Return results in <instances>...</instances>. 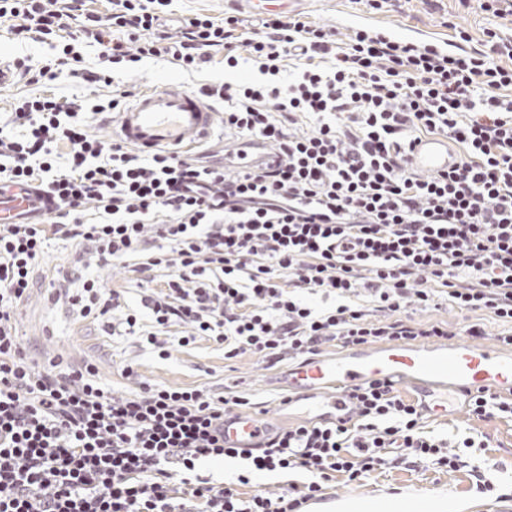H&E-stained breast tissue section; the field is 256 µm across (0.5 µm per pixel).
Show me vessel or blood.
Wrapping results in <instances>:
<instances>
[{
	"label": "vessel or blood",
	"instance_id": "obj_1",
	"mask_svg": "<svg viewBox=\"0 0 512 512\" xmlns=\"http://www.w3.org/2000/svg\"><path fill=\"white\" fill-rule=\"evenodd\" d=\"M303 0H239L250 14L295 11ZM218 110L197 92L159 81L122 107L112 123V134L136 150L148 154L158 150L181 153L201 145L212 134ZM224 165L254 166L274 160L269 146L259 140L225 144ZM412 169L433 174L456 163L447 140L418 141L409 156ZM53 203L42 190L27 187L17 200L0 196V219L26 212L44 220ZM373 381H389L410 388L421 399L424 414L436 417L448 409H461L468 394L483 391L512 394V353L491 345L460 340L414 347L393 343L374 349L349 347L335 354L312 358L289 367L279 376L287 392L285 401L294 416L322 423L354 415L352 389ZM275 419H259L237 413L224 418V440L240 448H254L272 437Z\"/></svg>",
	"mask_w": 512,
	"mask_h": 512
}]
</instances>
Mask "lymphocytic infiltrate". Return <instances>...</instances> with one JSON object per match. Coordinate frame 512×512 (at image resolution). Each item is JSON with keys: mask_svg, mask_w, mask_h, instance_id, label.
Here are the masks:
<instances>
[{"mask_svg": "<svg viewBox=\"0 0 512 512\" xmlns=\"http://www.w3.org/2000/svg\"><path fill=\"white\" fill-rule=\"evenodd\" d=\"M86 3L0 0V26L59 48L31 81L66 68L109 86L119 64L151 57L190 71L217 52L225 68L239 64V16L198 15L172 33L171 0H109L103 15ZM246 46L259 80L215 83L205 95L223 105L226 130L273 147L270 169L228 173L92 137L88 115L109 118L128 96L121 89L92 101L26 97L0 126V191L35 186L54 204L48 223L0 224V512H304L336 476L359 486L424 463L468 468L475 493L496 495L460 454L477 439L454 450L427 434L419 404L387 381L352 392L353 419L286 427L247 449L224 440L225 416L247 398L151 383L117 393L91 361L34 358L21 343L18 311L61 240L88 263L131 273L139 306L93 277L73 288L69 270L49 300L85 319L111 316L112 330L163 359L174 325L180 347L204 336L225 359L249 354L269 369L332 343L448 340L443 322L407 314L442 303L493 314L510 326L499 342L512 346V68L500 63L512 59V40L495 34L489 49L457 53L361 27L343 43L333 29L273 15L249 29ZM88 47L93 68L83 64ZM317 56L333 67L313 66ZM287 57L297 62L288 78ZM305 119L312 130H301ZM425 135L454 142L458 164L412 171L409 151ZM320 292L337 304L311 307L306 295ZM226 458L245 462L236 481L198 474L199 463ZM297 470L309 481L242 492L254 475Z\"/></svg>", "mask_w": 512, "mask_h": 512, "instance_id": "f902f5d3", "label": "lymphocytic infiltrate"}]
</instances>
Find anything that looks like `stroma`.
<instances>
[{"mask_svg": "<svg viewBox=\"0 0 512 512\" xmlns=\"http://www.w3.org/2000/svg\"><path fill=\"white\" fill-rule=\"evenodd\" d=\"M304 20L348 34L368 26L388 30L419 44L448 46L456 43L458 30H465L474 48L483 47L489 34H512V16L504 18L482 11L477 0H404L398 7L383 4L370 8L366 0H309L299 10ZM252 62H240L225 70L223 54L199 70L186 71L162 59H147L128 69L121 78L124 89L132 94L152 87L163 79L175 87L196 92L226 79L243 81L258 78ZM104 84H89L61 73L55 80L36 83L18 77L0 87V124H7L16 100L39 95H67L82 99L111 94ZM17 330L31 355L42 352L74 359L95 360L100 377L108 388L128 392L137 381L172 387L195 386L234 394L262 403L265 416L278 418L288 426V414L281 411L282 392L274 379L275 370L251 356L225 360L224 351L202 339L193 348L172 346L169 359L162 360L142 348L136 337L106 335L100 324L81 319L76 311L48 301L45 291L35 292L29 304L17 316ZM133 367L134 376H126L125 367ZM426 429L435 436L455 440L463 436L486 435L488 447L471 449L473 464L498 463L493 478L512 486V421L489 418L478 421L466 412H457L428 420ZM425 506L426 512H512V498L495 500L477 495L466 471L448 472L426 467L418 472L391 470L374 473L363 486L355 488L343 481L330 483L322 498L310 502L307 512H403L404 503Z\"/></svg>", "mask_w": 512, "mask_h": 512, "instance_id": "35a3bbf8", "label": "stroma"}]
</instances>
